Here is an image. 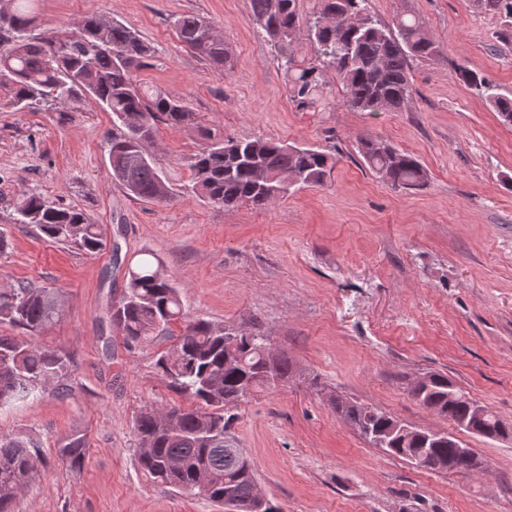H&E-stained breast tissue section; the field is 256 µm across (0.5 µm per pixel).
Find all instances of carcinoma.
Returning <instances> with one entry per match:
<instances>
[{"mask_svg":"<svg viewBox=\"0 0 512 512\" xmlns=\"http://www.w3.org/2000/svg\"><path fill=\"white\" fill-rule=\"evenodd\" d=\"M35 0H0V91L3 106L35 108L47 103L75 106L91 98L112 115L116 133L107 141L113 177L133 195L153 202L170 198V188L146 145L159 126L186 124L193 112L186 103L158 89L142 86L136 73L153 57L154 47L132 27L101 15L84 19L75 32L41 29ZM249 13L280 52L291 90L312 103L323 68L336 71L346 104L358 112H402L414 94L413 59L440 56L439 42L414 16L398 15L388 25L368 8V0H319L318 15L307 24L314 50L310 61L297 60L290 46L301 30L297 0H247ZM485 12L512 19V0H478ZM180 41L218 73H224L229 52L224 38L206 20L183 14L174 20ZM457 74L483 95L501 123L512 127V94L499 92L485 76L459 64ZM207 143L191 157L195 188L210 204L224 209L250 204L263 209L295 186L321 187L335 167L334 155L314 147H298L262 138L224 139L206 135ZM366 166L393 188L411 192L428 185L427 170L413 155L378 139L360 141ZM14 223L32 224L52 241L87 254L107 242L96 224L78 208L60 206L36 193L16 203ZM60 317L58 291L51 288H1L0 323L38 334ZM110 319L127 346L162 334L174 322L182 330L173 347L156 365L168 386L191 400L188 405L144 406L133 431L138 463L153 481L175 487L231 512H254L255 468L233 443L230 428L236 410L257 388L288 382V356L270 349L266 336L254 334L236 345L225 343L222 325L190 320L184 314L179 288L161 271L150 252L128 268L121 299ZM70 362L60 350L15 336L0 335V407L35 400L48 380L56 393L70 392ZM411 397L438 418L468 430L474 400L448 376L432 373L426 383L409 389ZM333 408L372 447L407 461L426 454L430 470L464 472L470 460L445 440L427 441L392 428L396 417L343 399ZM509 432L512 423L487 411L482 435L489 439ZM88 456L85 435L73 432L57 444V458L73 472ZM39 445L17 433L0 435V512H14L27 489Z\"/></svg>","mask_w":512,"mask_h":512,"instance_id":"cac0c4a2","label":"carcinoma"}]
</instances>
